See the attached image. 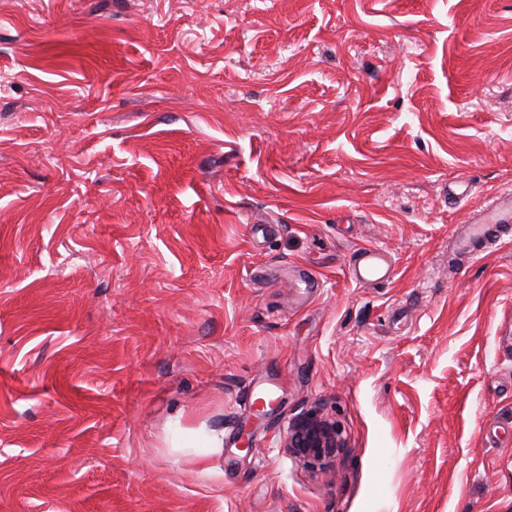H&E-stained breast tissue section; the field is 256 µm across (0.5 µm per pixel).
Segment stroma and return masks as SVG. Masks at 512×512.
Segmentation results:
<instances>
[{
  "label": "stroma",
  "mask_w": 512,
  "mask_h": 512,
  "mask_svg": "<svg viewBox=\"0 0 512 512\" xmlns=\"http://www.w3.org/2000/svg\"><path fill=\"white\" fill-rule=\"evenodd\" d=\"M505 188L512 0H0V512H512ZM512 223V192H499L485 209L473 213L463 231H457L455 241L459 249L470 252L471 242L483 235L486 227ZM387 250L379 245L361 248L352 268L353 278L364 284L381 283L390 278L392 267ZM291 448L302 450L313 456H318L324 448H335L336 442L327 429L312 422L301 424L290 437Z\"/></svg>",
  "instance_id": "1"
}]
</instances>
